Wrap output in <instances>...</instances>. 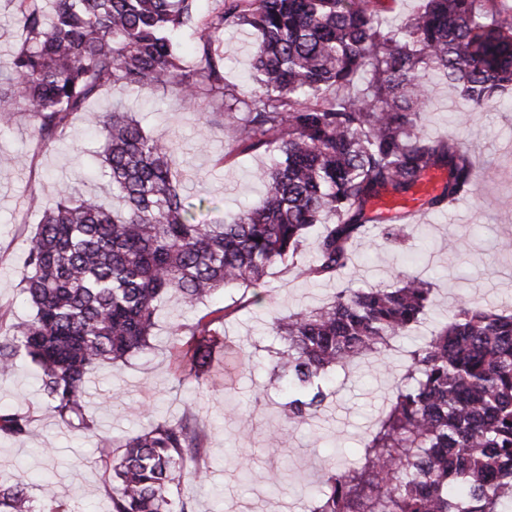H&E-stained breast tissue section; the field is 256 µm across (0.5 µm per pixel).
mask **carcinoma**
Masks as SVG:
<instances>
[{
    "instance_id": "1",
    "label": "carcinoma",
    "mask_w": 512,
    "mask_h": 512,
    "mask_svg": "<svg viewBox=\"0 0 512 512\" xmlns=\"http://www.w3.org/2000/svg\"><path fill=\"white\" fill-rule=\"evenodd\" d=\"M17 0L24 40L0 73V121L26 112L47 146L114 84L173 88L183 99L220 102L238 151L275 154L258 172L266 191L229 222L199 224L180 194L174 141L146 134L118 108L98 122L101 165L119 207L92 194L68 196L44 211L27 245L19 287L32 314L0 335V376L19 356L35 364L40 390L61 422L88 430L89 376L102 364L152 348L158 301L178 294L193 308L230 285L269 296L264 277L291 264L307 278L350 267L367 225L395 241L399 213L374 205L406 196L434 170L441 191L421 200L440 211L470 197L478 170L458 135L431 137L421 118L428 69L479 110L512 91V0H423L397 28L380 23V0ZM194 27L192 63L173 35ZM227 28L258 33L255 87L243 94L224 78L216 43ZM320 226L311 261L297 265L310 229ZM431 284L408 273L397 286L343 288L333 302L272 323L283 342L272 371L288 401L286 421L308 423L329 395L334 370L416 326ZM219 307L192 325L176 350L179 376L208 368L223 347ZM25 439L33 420L0 409V434ZM112 472L108 512H193L182 492L186 458L204 434L185 416L128 435ZM512 504V314L459 302L422 345L395 401L362 454L331 475L310 512H507ZM0 512L38 509L26 488L0 483Z\"/></svg>"
}]
</instances>
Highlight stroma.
Instances as JSON below:
<instances>
[{"label":"stroma","mask_w":512,"mask_h":512,"mask_svg":"<svg viewBox=\"0 0 512 512\" xmlns=\"http://www.w3.org/2000/svg\"><path fill=\"white\" fill-rule=\"evenodd\" d=\"M254 40L253 33L236 29L221 35L229 82L243 84ZM431 95L422 128L432 136L460 130L485 171L475 198L426 214L422 224L405 225L396 242L370 229L357 242L354 264L336 278L309 279L284 265L270 268L266 287L271 302L263 308L248 305L251 292L244 288L226 289L216 301L192 311L176 294L164 296L152 349L91 374L85 413L93 430L72 428L48 412L35 365L18 358L14 372L0 377V408L28 410L36 436L20 441L0 435V482L25 484L39 503L53 499L82 512H106L111 474L100 463L102 439L117 443L152 419L187 415L204 429L206 439L185 467H210L205 485L192 492L196 512H307L326 477L356 459L373 422L394 398L414 344L431 335L460 300L512 311V251L497 247L503 235L512 233V94L472 111L437 78ZM115 106L135 115L146 131L175 142L180 182L196 205L197 221H221L262 197L256 174L272 165V155L233 151L223 127L206 123L216 109L209 98L189 106L169 87L118 84L45 148L37 143L33 122L16 113L11 123H0V155L10 159L0 166V323H15L30 313L18 272L44 209L75 191L111 204L112 191L97 165L104 140L96 123L99 113ZM423 236L429 245L416 273L432 282L434 291L419 326L391 340L384 355L337 371L323 409L309 424H287L280 385L271 376L273 318L322 306L345 286L396 282L404 256ZM217 305L230 310L220 329L224 350L216 351L200 378L179 379L176 325L195 322ZM276 432L281 444L273 448L269 441ZM245 470L250 473L246 479L241 476ZM273 473L281 477L276 492L268 484Z\"/></svg>","instance_id":"obj_1"}]
</instances>
